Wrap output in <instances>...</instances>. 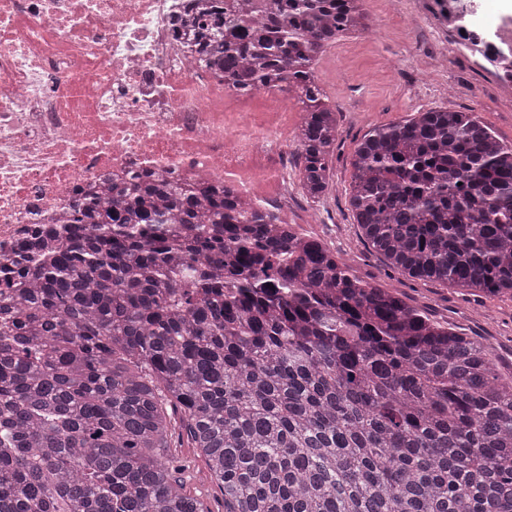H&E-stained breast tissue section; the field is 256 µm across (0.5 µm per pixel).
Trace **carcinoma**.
Instances as JSON below:
<instances>
[{
	"instance_id": "obj_1",
	"label": "carcinoma",
	"mask_w": 512,
	"mask_h": 512,
	"mask_svg": "<svg viewBox=\"0 0 512 512\" xmlns=\"http://www.w3.org/2000/svg\"><path fill=\"white\" fill-rule=\"evenodd\" d=\"M199 52L237 95L302 112L300 182L330 186L321 54L361 0H209ZM349 205L412 278L512 292V147L471 112L375 127ZM0 266V512H204L171 411L224 512H512V380L485 345L355 276L321 241L205 181L72 203ZM175 424V446L172 448L182 464L181 476L184 490L190 496L196 498L204 509L211 512H224V495L218 483L210 476L205 460L199 455L196 448H191L186 434L180 428V418H174ZM182 433L181 439L178 434Z\"/></svg>"
}]
</instances>
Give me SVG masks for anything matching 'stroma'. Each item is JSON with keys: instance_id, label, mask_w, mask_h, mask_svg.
I'll use <instances>...</instances> for the list:
<instances>
[{"instance_id": "35a3bbf8", "label": "stroma", "mask_w": 512, "mask_h": 512, "mask_svg": "<svg viewBox=\"0 0 512 512\" xmlns=\"http://www.w3.org/2000/svg\"><path fill=\"white\" fill-rule=\"evenodd\" d=\"M445 0H365L381 34L369 41H337L319 58L320 85L336 110L339 149L332 187L322 199L279 208L281 220L320 239L371 285L397 294L409 306L457 333L482 341L502 373L512 372V295L491 299L405 277L360 240L349 206L353 155L372 128L428 110L472 112L502 143L512 146V99L498 95L492 79L448 33ZM448 53L447 68L435 64ZM184 490L205 512H224V495L188 439L176 442Z\"/></svg>"}]
</instances>
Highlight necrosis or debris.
<instances>
[{
    "label": "necrosis or debris",
    "instance_id": "obj_1",
    "mask_svg": "<svg viewBox=\"0 0 512 512\" xmlns=\"http://www.w3.org/2000/svg\"><path fill=\"white\" fill-rule=\"evenodd\" d=\"M185 0H0V261L76 193L135 175L183 187L212 179L287 202L296 154L289 105L229 112L224 84L175 28ZM448 28L512 98V25L494 38L448 4Z\"/></svg>",
    "mask_w": 512,
    "mask_h": 512
}]
</instances>
